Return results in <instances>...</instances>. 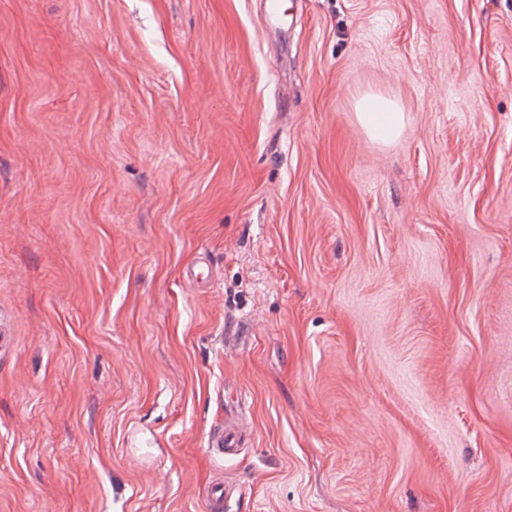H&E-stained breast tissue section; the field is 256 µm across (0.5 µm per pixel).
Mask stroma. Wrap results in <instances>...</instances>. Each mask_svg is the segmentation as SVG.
<instances>
[{
    "instance_id": "35a3bbf8",
    "label": "stroma",
    "mask_w": 512,
    "mask_h": 512,
    "mask_svg": "<svg viewBox=\"0 0 512 512\" xmlns=\"http://www.w3.org/2000/svg\"><path fill=\"white\" fill-rule=\"evenodd\" d=\"M221 476L512 512V0H0V512ZM356 116L375 142L390 144L396 140L404 126V112L380 95H368L359 100ZM246 430L241 423L224 425L208 437V448L217 457L235 454L245 440Z\"/></svg>"
}]
</instances>
